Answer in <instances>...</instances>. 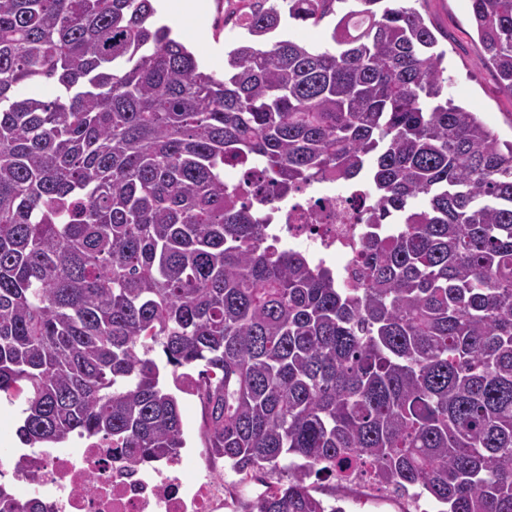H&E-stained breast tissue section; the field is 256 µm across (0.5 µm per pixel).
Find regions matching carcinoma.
<instances>
[{"label": "carcinoma", "instance_id": "1", "mask_svg": "<svg viewBox=\"0 0 512 512\" xmlns=\"http://www.w3.org/2000/svg\"><path fill=\"white\" fill-rule=\"evenodd\" d=\"M409 2L245 0L220 79L152 0H0V396L22 444L173 455L164 377L199 366L207 447L272 479L258 512H344L321 473L512 512V140L448 96ZM469 2L512 94V0ZM330 15L331 50L281 35ZM40 81L59 94L22 93ZM330 179L397 225L350 287L264 232V205Z\"/></svg>", "mask_w": 512, "mask_h": 512}]
</instances>
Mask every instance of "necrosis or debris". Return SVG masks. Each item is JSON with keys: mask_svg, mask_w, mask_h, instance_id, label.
Listing matches in <instances>:
<instances>
[{"mask_svg": "<svg viewBox=\"0 0 512 512\" xmlns=\"http://www.w3.org/2000/svg\"><path fill=\"white\" fill-rule=\"evenodd\" d=\"M311 193L323 209L276 204L268 230L285 247L303 251L352 282L368 232L351 204L354 191L324 181ZM8 472L16 480V499H39L44 512H255L267 492L257 481L225 487L223 472L203 465L193 451L141 465L124 450L95 441L72 450H34L20 464L1 456L0 474Z\"/></svg>", "mask_w": 512, "mask_h": 512, "instance_id": "necrosis-or-debris-1", "label": "necrosis or debris"}]
</instances>
